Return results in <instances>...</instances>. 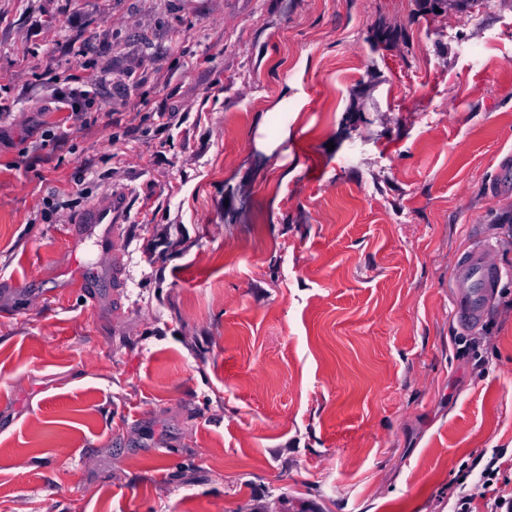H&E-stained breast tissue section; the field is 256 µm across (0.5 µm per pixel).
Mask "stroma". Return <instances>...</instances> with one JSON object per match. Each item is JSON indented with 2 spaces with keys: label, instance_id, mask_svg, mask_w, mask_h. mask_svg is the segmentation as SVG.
<instances>
[{
  "label": "stroma",
  "instance_id": "35a3bbf8",
  "mask_svg": "<svg viewBox=\"0 0 512 512\" xmlns=\"http://www.w3.org/2000/svg\"><path fill=\"white\" fill-rule=\"evenodd\" d=\"M0 96V512H449L512 452V0H0ZM124 207L112 199L101 202L95 209L93 216L87 221L89 236L102 250L112 253L122 236L123 224L126 222ZM489 248L475 246L457 261L458 314L470 326L484 319L487 305L499 286L502 272L489 259Z\"/></svg>",
  "mask_w": 512,
  "mask_h": 512
}]
</instances>
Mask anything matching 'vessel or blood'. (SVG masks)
I'll return each mask as SVG.
<instances>
[{
  "instance_id": "b4317fda",
  "label": "vessel or blood",
  "mask_w": 512,
  "mask_h": 512,
  "mask_svg": "<svg viewBox=\"0 0 512 512\" xmlns=\"http://www.w3.org/2000/svg\"><path fill=\"white\" fill-rule=\"evenodd\" d=\"M125 221L123 206L110 199L103 201L90 219L89 235L101 250H111L120 241ZM501 277L502 272L490 260L485 245L475 246L458 260V314L463 323L476 326L482 322Z\"/></svg>"
}]
</instances>
